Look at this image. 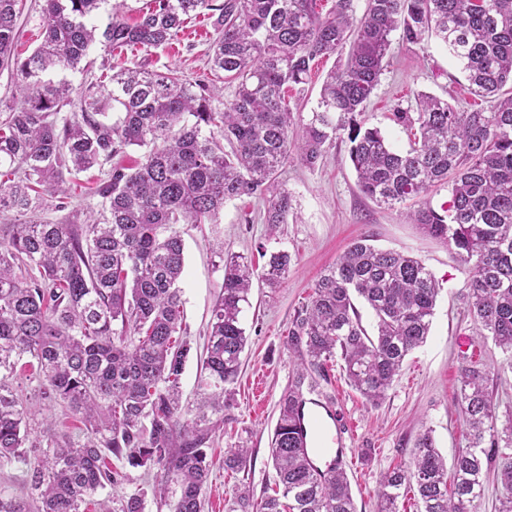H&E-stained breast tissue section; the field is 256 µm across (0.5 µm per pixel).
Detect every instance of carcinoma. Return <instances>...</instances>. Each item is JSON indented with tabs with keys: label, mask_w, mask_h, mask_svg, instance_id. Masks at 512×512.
<instances>
[{
	"label": "carcinoma",
	"mask_w": 512,
	"mask_h": 512,
	"mask_svg": "<svg viewBox=\"0 0 512 512\" xmlns=\"http://www.w3.org/2000/svg\"><path fill=\"white\" fill-rule=\"evenodd\" d=\"M111 0H44L40 45L15 52L23 0H0V70L19 77L17 103L0 116V464L25 457L30 416L12 386L19 372L39 394L80 416L85 432L73 439L51 425L30 467L24 497L0 495V512H88L98 489L125 480L107 454L133 467L157 470L155 495L178 487L174 512H203L210 475L203 445L210 416L224 420L232 406L246 344L241 324L254 279L274 286L291 255L270 254L262 270L231 255L211 313L205 376L192 424L179 422L180 378L191 352L184 334V246L174 224H216L224 203L265 202L270 230L287 223L292 196L279 181L297 160L314 167L337 140L349 143L360 192L394 208L448 187V201H423L410 213L421 231L448 246L470 268L466 306L512 366V0H152L132 24L111 13L91 24ZM216 11L217 37L209 76L190 82L174 70L127 65L122 54L146 53L177 38L186 21ZM419 44L432 35L447 47L470 95L489 102L461 110L419 93L389 119L410 140L392 147L364 118L391 45V35ZM103 47L100 74L87 59ZM338 56L323 81L317 109L301 132L288 89L300 88L316 62ZM91 75L86 88L48 78L53 71ZM233 99L218 106L224 87ZM67 106L72 113L63 114ZM120 113L113 121L109 111ZM230 150H224L221 142ZM131 146L143 161L112 160ZM112 164L96 188L100 217L66 224L36 218L45 197L67 207L69 175ZM440 284L423 261L360 239L316 280L310 301L288 328V351L299 361L279 400L270 446L278 491L255 501L242 484L229 512H356L343 469L325 472L305 452V398L326 365L343 362L349 385L377 407L405 358L430 333ZM377 319V335L362 325L354 299ZM480 361L461 370L459 409L470 428L452 465L430 432L418 437L410 461L381 475L376 512H397L414 491L420 512H479L486 479L496 473L512 492V419L498 426ZM250 450L224 453V470L247 469ZM96 512H144L143 495Z\"/></svg>",
	"instance_id": "cac0c4a2"
}]
</instances>
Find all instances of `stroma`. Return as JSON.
Instances as JSON below:
<instances>
[{
  "instance_id": "stroma-1",
  "label": "stroma",
  "mask_w": 512,
  "mask_h": 512,
  "mask_svg": "<svg viewBox=\"0 0 512 512\" xmlns=\"http://www.w3.org/2000/svg\"><path fill=\"white\" fill-rule=\"evenodd\" d=\"M212 33L211 19L201 16L192 20L171 46L151 50L149 69H175L190 81L202 78L207 73ZM458 76L446 48L435 38L416 45L392 37L386 68L367 104L365 117L384 131L395 149L407 150V135L388 120V113L411 90L466 107L472 97L458 84ZM101 176L95 168L71 177L68 208L59 209L56 199L49 197L40 217L63 222L73 210L84 217L99 211L101 199L93 195L92 189ZM279 180L293 197V211L277 232H270L263 223L265 204L254 198L227 202L218 223L177 227L185 255L183 321L192 342L180 381L182 408L186 411L198 396L207 325L223 279L220 252L256 263L261 262L263 254L280 250L288 251L292 258L286 279L274 288L254 281L249 302L243 307L247 344L233 385L234 405L205 444L213 468L203 491L204 512H227L242 481H249L258 499L274 488L269 446L279 415V399L297 364L286 345L288 327L308 301L320 272L332 266L354 240L363 237L377 247L420 257L441 287L426 343L405 359L382 404L367 406L335 363L314 391V403L305 407L306 415L316 416L320 423V447L339 443L345 448L349 456L346 471L358 512H374L381 475L411 459L415 442L424 430H431L436 447L445 456H453L457 448L465 446L467 427L458 412L464 363L460 341H467L471 351L482 353L484 362L494 367L497 379L493 398L502 423L512 416V368L503 365V355L492 339H480L478 326L467 313L469 268L454 260L447 245L422 235L410 223L407 213L415 208V201L391 209L362 195L346 143H333L314 167L288 163ZM17 393L34 412L36 423L49 422L58 430L82 434L84 427L78 418L65 414L58 404L35 397L27 384H20ZM228 448L252 449L249 475L225 471L224 451ZM116 466L125 470L127 481L99 491L98 499L140 492L145 498V512H170L154 497L143 469L127 466L122 460Z\"/></svg>"
}]
</instances>
